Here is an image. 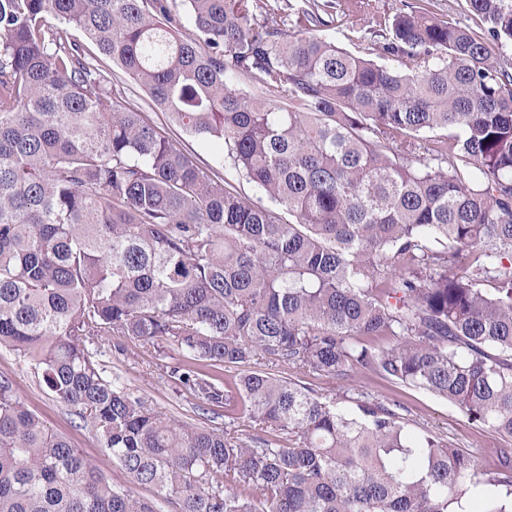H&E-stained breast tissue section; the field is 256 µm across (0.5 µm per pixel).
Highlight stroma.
<instances>
[{
	"label": "stroma",
	"instance_id": "obj_1",
	"mask_svg": "<svg viewBox=\"0 0 512 512\" xmlns=\"http://www.w3.org/2000/svg\"><path fill=\"white\" fill-rule=\"evenodd\" d=\"M377 2L382 11L391 14L422 7L429 15L439 19L463 24L470 21L466 0ZM97 63L105 74L122 81L126 88L124 107L145 113L149 121L160 127L174 145L193 156L205 170L225 179L238 192L253 199L259 198L260 193L253 185L225 169L224 152L218 144L190 135L171 122L165 113L151 108L143 88L112 62L98 57ZM97 359L108 379L118 382L130 394L145 400L152 407L198 426H223V418L213 417L208 404L182 391L172 378L159 369L153 347L144 340L134 336L104 337L98 345ZM0 375L10 378L26 406L53 431L66 437L88 460L97 464L112 484L140 497H154L153 488L134 482L121 465L112 460L95 433L44 390L33 370L18 362L14 353L4 347L0 348ZM353 385L381 401H398L408 432L429 431L440 435L456 446L473 452L483 469L495 468L496 450L501 445L500 436L487 426L469 420L447 401L413 387L385 382L369 373H355Z\"/></svg>",
	"mask_w": 512,
	"mask_h": 512
}]
</instances>
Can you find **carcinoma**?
I'll use <instances>...</instances> for the list:
<instances>
[{
    "label": "carcinoma",
    "instance_id": "cac0c4a2",
    "mask_svg": "<svg viewBox=\"0 0 512 512\" xmlns=\"http://www.w3.org/2000/svg\"><path fill=\"white\" fill-rule=\"evenodd\" d=\"M182 2L194 37L176 0H0V347L175 512H512V442L484 470L407 433L396 401L359 391L348 411L273 373L346 395L369 372L512 439V72L494 52L512 0H466L473 27L375 0ZM358 13L392 63L314 34ZM53 19L270 204L125 108ZM104 336L176 347L168 376L259 434L132 396L96 359ZM0 512L158 508L1 375ZM275 371H279L277 373L284 377H288L291 379H299L307 384L309 387H312L319 394L323 396H327L328 398H336V402L339 407H342L347 410H351L353 405L351 402H348L342 395V391L339 390L338 384L336 380L331 377L320 375V374H303L300 372H296L295 370L289 369L287 367L275 368Z\"/></svg>",
    "mask_w": 512,
    "mask_h": 512
}]
</instances>
